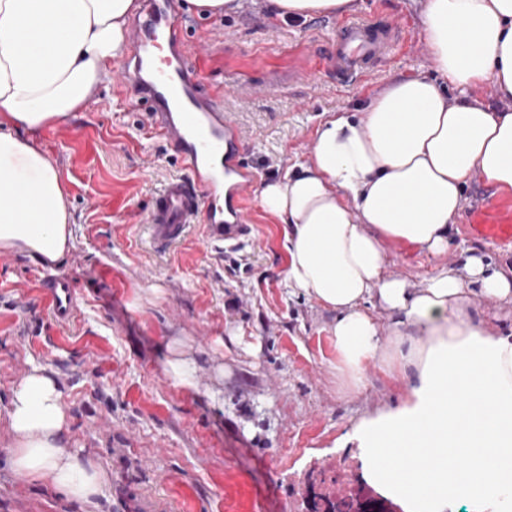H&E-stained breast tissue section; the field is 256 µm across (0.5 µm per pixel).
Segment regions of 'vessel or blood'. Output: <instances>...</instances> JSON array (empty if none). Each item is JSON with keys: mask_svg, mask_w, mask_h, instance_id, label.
I'll list each match as a JSON object with an SVG mask.
<instances>
[{"mask_svg": "<svg viewBox=\"0 0 512 512\" xmlns=\"http://www.w3.org/2000/svg\"><path fill=\"white\" fill-rule=\"evenodd\" d=\"M375 27L370 18L346 26L331 60L343 77L361 73L398 37L392 30L386 39H379ZM179 30L174 0H144V19L136 23L130 38L134 55L124 61L123 76L114 84L120 97L127 79L138 82L137 102L143 105L151 129L173 145L187 171L161 187L149 213L147 229L159 253L179 244L195 224L206 226L213 244H239L247 233L249 191L258 178L246 160L240 129L191 72ZM467 229L512 245V203L492 211L473 207ZM45 301L59 323L73 318L76 296L70 280L53 279Z\"/></svg>", "mask_w": 512, "mask_h": 512, "instance_id": "1", "label": "vessel or blood"}]
</instances>
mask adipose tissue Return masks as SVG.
<instances>
[{
    "mask_svg": "<svg viewBox=\"0 0 512 512\" xmlns=\"http://www.w3.org/2000/svg\"><path fill=\"white\" fill-rule=\"evenodd\" d=\"M281 19L352 0H264ZM136 0H0V250L57 262L72 244L57 161L34 135L111 79ZM438 74L401 78L358 112L323 121L309 158L264 185L284 226L289 287L335 312L337 370L352 389L370 362L411 376L408 399L353 431L371 483L403 512H512V335L470 318L473 296L512 302V279L471 255L411 288L384 274L390 246L440 255L472 175L512 191V0H421ZM493 85L499 107L476 92ZM461 98L449 102L444 86ZM388 314L389 345L363 310ZM12 468L68 496L103 497L102 468L67 448L61 392L42 368L13 388Z\"/></svg>",
    "mask_w": 512,
    "mask_h": 512,
    "instance_id": "obj_1",
    "label": "adipose tissue"
}]
</instances>
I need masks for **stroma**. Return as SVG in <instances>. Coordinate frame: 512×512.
<instances>
[{
  "label": "stroma",
  "mask_w": 512,
  "mask_h": 512,
  "mask_svg": "<svg viewBox=\"0 0 512 512\" xmlns=\"http://www.w3.org/2000/svg\"><path fill=\"white\" fill-rule=\"evenodd\" d=\"M177 12L195 72L241 127L261 186L306 160L324 120L355 111L393 80L434 73L417 0H356L338 16L288 21L257 0L215 17ZM360 17L402 31L384 59L346 80L326 61ZM64 125L69 138L45 128L36 137L61 165L72 248L54 263L0 251V512H313L321 497L367 486L352 428L403 403L411 381L376 361L365 388L348 391L336 370L334 313L287 286L278 219L255 196L238 246L212 247L196 225L156 254L144 224L156 191L183 174L173 147L109 84ZM503 200L512 193L472 176L447 252L391 247L387 274L419 288L475 254L511 277L512 246L467 232L469 206ZM50 275L76 289L69 325L45 305ZM175 339L195 363L196 390L166 373ZM36 367L62 393L68 448L104 471L98 506L9 465L12 388Z\"/></svg>",
  "instance_id": "35a3bbf8"
}]
</instances>
